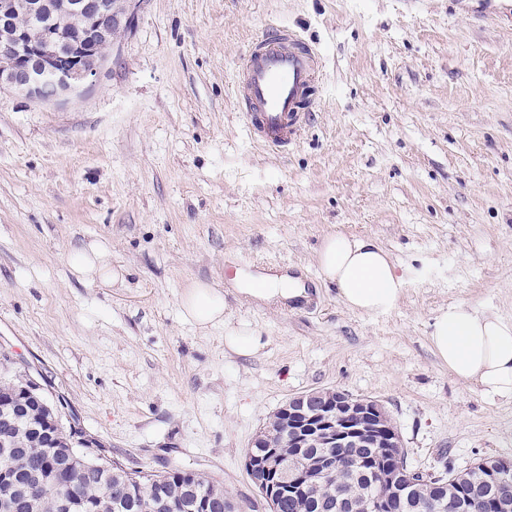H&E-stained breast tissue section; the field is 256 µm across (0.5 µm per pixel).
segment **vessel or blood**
<instances>
[{"mask_svg":"<svg viewBox=\"0 0 512 512\" xmlns=\"http://www.w3.org/2000/svg\"><path fill=\"white\" fill-rule=\"evenodd\" d=\"M317 52L291 31L267 34L241 65L247 128L270 149L295 142L313 108Z\"/></svg>","mask_w":512,"mask_h":512,"instance_id":"obj_1","label":"vessel or blood"}]
</instances>
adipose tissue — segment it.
Returning <instances> with one entry per match:
<instances>
[{
	"mask_svg": "<svg viewBox=\"0 0 512 512\" xmlns=\"http://www.w3.org/2000/svg\"><path fill=\"white\" fill-rule=\"evenodd\" d=\"M317 263L323 279L336 285L341 302L350 309L384 313L400 298L397 266L373 240L328 236ZM180 312L203 329L220 324L224 293L205 282L192 283L181 294ZM429 341L459 383L477 387L489 399H512V320L478 306L453 304L435 316Z\"/></svg>",
	"mask_w": 512,
	"mask_h": 512,
	"instance_id": "1",
	"label": "adipose tissue"
}]
</instances>
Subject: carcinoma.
Returning <instances> with one entry per match:
<instances>
[{
  "label": "carcinoma",
  "instance_id": "carcinoma-1",
  "mask_svg": "<svg viewBox=\"0 0 512 512\" xmlns=\"http://www.w3.org/2000/svg\"><path fill=\"white\" fill-rule=\"evenodd\" d=\"M64 31L76 36L84 25L76 16L51 17ZM12 360L0 351V468H8L11 483L4 491L14 494L16 512H58L62 492L83 504L112 495L109 512H161L160 505L176 500L180 512H198V504L209 502V512H226L224 486L191 468H175L152 474L128 470L105 461L94 451L97 443L86 439L75 416H67L64 403L40 404L26 393L28 380L9 374ZM38 418L57 420L51 436L40 439L30 430ZM442 478L420 484L407 512H433L432 505L443 493L479 497L487 481L495 479L477 462L465 470L444 467ZM366 493L369 485L359 476L341 471L320 481L304 500L285 497L280 512H336L325 505Z\"/></svg>",
  "mask_w": 512,
  "mask_h": 512
}]
</instances>
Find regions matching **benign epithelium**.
I'll return each mask as SVG.
<instances>
[{
  "label": "benign epithelium",
  "mask_w": 512,
  "mask_h": 512,
  "mask_svg": "<svg viewBox=\"0 0 512 512\" xmlns=\"http://www.w3.org/2000/svg\"><path fill=\"white\" fill-rule=\"evenodd\" d=\"M141 0H28L32 12L41 10L88 16L75 40L52 29L31 36L0 26V88L24 94L33 102L42 101L44 89H55V100L64 103L78 94L97 75L103 61L87 46L109 39L131 26ZM282 425L288 431V447L301 453L313 439L337 448H368L381 461L372 470L377 482L388 488L383 494L349 502L352 512H397L394 501L406 497L417 483V472L402 462L403 448L391 418L377 400L358 398L341 390L317 389L292 397L279 408ZM265 461L246 463L248 471L258 470L253 482L266 502L268 512H278L280 495L290 490L297 496L312 483L343 468L341 457L328 454L310 461L285 456L281 446L266 439ZM488 512H512V497L496 489L485 498ZM438 512H472L481 501L468 496L438 500Z\"/></svg>",
  "instance_id": "7a95c632"
}]
</instances>
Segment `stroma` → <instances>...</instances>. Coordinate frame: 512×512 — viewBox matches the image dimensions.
I'll list each match as a JSON object with an SVG mask.
<instances>
[{
    "mask_svg": "<svg viewBox=\"0 0 512 512\" xmlns=\"http://www.w3.org/2000/svg\"><path fill=\"white\" fill-rule=\"evenodd\" d=\"M322 66L297 143L267 148L233 80L271 25ZM392 257L386 313L347 308L317 264L332 234ZM106 247L119 280L72 273ZM306 295L245 294L266 265ZM202 281L224 323L180 314ZM466 303L512 319V13L500 0H141L100 72L63 104L0 90V348L63 396L105 459L224 485L267 512L245 454L313 389L378 400L417 469L512 460V400L435 356L430 325ZM260 339L229 350L227 332Z\"/></svg>",
    "mask_w": 512,
    "mask_h": 512,
    "instance_id": "35a3bbf8",
    "label": "stroma"
}]
</instances>
